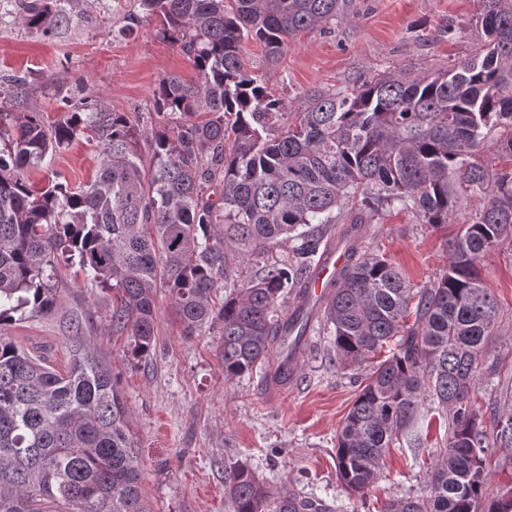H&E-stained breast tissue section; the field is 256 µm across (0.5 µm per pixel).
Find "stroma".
<instances>
[{
    "instance_id": "obj_1",
    "label": "stroma",
    "mask_w": 512,
    "mask_h": 512,
    "mask_svg": "<svg viewBox=\"0 0 512 512\" xmlns=\"http://www.w3.org/2000/svg\"><path fill=\"white\" fill-rule=\"evenodd\" d=\"M68 26L47 33L19 25L13 0H0V76L27 81L21 97L0 101V112L42 113L45 123L68 116L67 102L89 90L136 129L149 133L158 116L154 93L162 78L196 77L192 58L165 38L158 23L145 21L140 0H67ZM355 18L299 33L276 66L259 44L243 45L252 73L286 105L297 106L311 91L339 89L400 72L414 78L469 59L478 46V0H355ZM453 23V38L440 30ZM102 143L94 132L79 135L49 165L30 174L36 187L55 176L72 186L90 181ZM483 192L464 198L453 224L434 228L399 210L382 223L365 224L366 247L386 257L417 288L433 283L448 262V240L480 209ZM65 283L57 308L10 329L18 347L55 367L67 364V323L85 316V334L128 408L143 463V491L151 512H234L224 497V469L240 463L277 486L295 481L322 499L328 512H380L393 498L426 494L425 470L433 445L390 450L380 480L365 496L348 491L336 475V435L357 394L350 374L331 362L330 336L316 329L298 363L300 380L286 397L267 395L260 376L225 381L218 330L185 335L169 299L158 293L157 342L148 360L133 359L127 340L107 331L110 291L78 267L61 264ZM498 305L496 336L477 361L474 395L485 425L512 397V246H501L479 264Z\"/></svg>"
}]
</instances>
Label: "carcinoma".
<instances>
[{
    "label": "carcinoma",
    "mask_w": 512,
    "mask_h": 512,
    "mask_svg": "<svg viewBox=\"0 0 512 512\" xmlns=\"http://www.w3.org/2000/svg\"><path fill=\"white\" fill-rule=\"evenodd\" d=\"M64 2L20 0L19 21L66 26ZM481 2L479 47L466 61L315 90L287 112L249 72L244 41L262 44L274 64L296 34L350 21L352 0H141L198 71L192 84L159 82L154 108L170 124L151 131L147 166L128 117L90 95L54 125L38 112L0 113V512H150L123 397L83 321L70 324L63 369L9 336L12 324L54 311L61 261L112 291V332L127 337L133 358L155 347L162 288L186 335L221 329L224 379L259 371L285 382L278 354L306 323L284 302L302 296L327 245L323 227L342 218L348 263L325 326L336 367L367 371L336 436L338 479L363 492L390 449L421 447L415 417L426 403L447 424L429 492L382 512H512V488L495 499L484 491L490 449H512V404L495 411L489 433L472 396L497 323L478 264L512 242V166L448 241L429 287H413L360 234L390 209L451 223L464 195L484 185L476 158L493 133L512 162V0ZM24 89L20 78L0 80V96ZM85 131L102 140L89 183L28 182ZM284 246L286 257L265 259ZM224 490L234 512H325L292 481L270 489L244 464L229 467Z\"/></svg>",
    "instance_id": "obj_1"
}]
</instances>
